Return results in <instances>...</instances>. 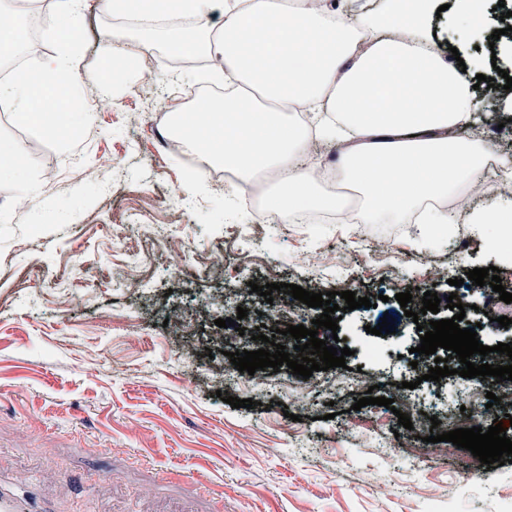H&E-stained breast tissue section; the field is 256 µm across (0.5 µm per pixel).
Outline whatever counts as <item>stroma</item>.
I'll list each match as a JSON object with an SVG mask.
<instances>
[{
	"mask_svg": "<svg viewBox=\"0 0 512 512\" xmlns=\"http://www.w3.org/2000/svg\"><path fill=\"white\" fill-rule=\"evenodd\" d=\"M125 25L90 10L77 63L83 90L106 69L101 32ZM138 51L136 69L106 83L109 106L95 110L74 153H55L0 112V142L24 148L33 185L18 204L14 186L0 183V474L35 478L56 512H512V464H482L449 442L430 454L421 429L399 428L386 407L354 410L365 392L341 381L361 368L387 397L414 380L424 407L459 410L466 378L421 381L411 349L429 318L406 317L396 296L432 280L438 298L454 292L465 304L462 327L512 319V303L464 279L494 266L512 293V250L492 247L464 215L441 234L414 222L260 220L245 205H225L223 186L211 183L179 225L156 234L154 220L185 190L187 167L161 139L164 107L181 101L152 69L153 55H170L168 43ZM476 96L500 110L480 123L482 140L512 156V111L487 87ZM318 246L321 263H305ZM216 249L221 279L205 264ZM234 274L242 283L234 303L248 315L223 328L224 279ZM350 276L358 297L379 302L339 320L338 345L352 354L345 367L318 373L336 377L334 387L278 372L269 389L248 374L225 386L236 328L251 350L262 346L254 335L269 305L250 283L336 291ZM455 277L461 287L450 286ZM131 279L144 281L139 295L121 289ZM184 306L200 315L173 333L164 321ZM385 319L394 333H366ZM364 342L382 358L367 360ZM223 388L255 408L224 403Z\"/></svg>",
	"mask_w": 512,
	"mask_h": 512,
	"instance_id": "1",
	"label": "stroma"
}]
</instances>
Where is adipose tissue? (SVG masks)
Masks as SVG:
<instances>
[{
	"instance_id": "adipose-tissue-1",
	"label": "adipose tissue",
	"mask_w": 512,
	"mask_h": 512,
	"mask_svg": "<svg viewBox=\"0 0 512 512\" xmlns=\"http://www.w3.org/2000/svg\"><path fill=\"white\" fill-rule=\"evenodd\" d=\"M448 25L481 32L479 0H386L358 18L301 0H104L134 29L154 22L173 49L224 60L234 94L184 112L187 145L204 144L240 182L272 172L267 209L277 222L300 223L314 210L341 209L345 197L322 192L312 177L310 135L341 143L337 184L362 202L359 221L398 213L423 223H453L437 201L483 177L487 147L455 138L479 106L471 83L485 70L452 61L432 31L438 7ZM386 180H376V171Z\"/></svg>"
}]
</instances>
